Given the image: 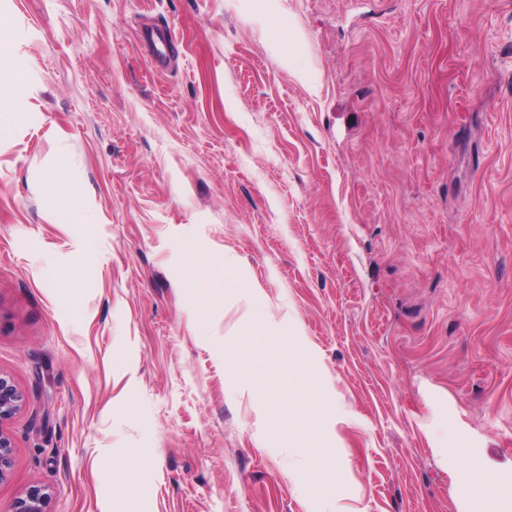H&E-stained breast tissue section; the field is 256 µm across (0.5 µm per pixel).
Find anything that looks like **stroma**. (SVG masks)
Listing matches in <instances>:
<instances>
[{
	"instance_id": "1",
	"label": "stroma",
	"mask_w": 512,
	"mask_h": 512,
	"mask_svg": "<svg viewBox=\"0 0 512 512\" xmlns=\"http://www.w3.org/2000/svg\"><path fill=\"white\" fill-rule=\"evenodd\" d=\"M0 26L28 76L0 512L34 485L47 512H476L462 439L512 480V0H0ZM264 314L318 379L336 488L254 393L291 362L243 349ZM44 189L51 193L59 204V219L72 221V224H83L79 222L85 208L84 201L76 190L66 181L59 179L54 174L44 181ZM22 402V395L11 378L0 372V481L11 470L13 444L10 436L3 431V424L12 419Z\"/></svg>"
}]
</instances>
